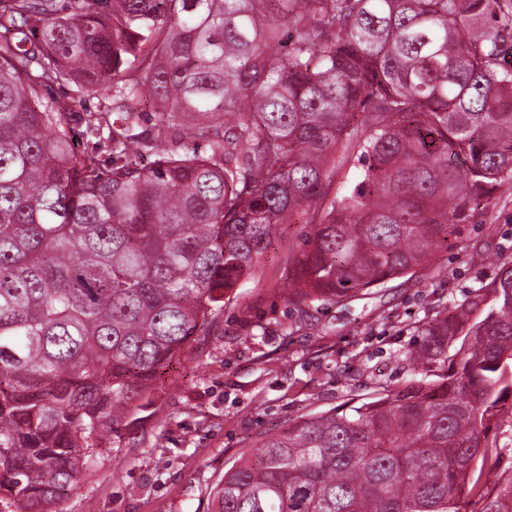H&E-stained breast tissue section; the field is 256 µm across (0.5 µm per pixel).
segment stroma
Segmentation results:
<instances>
[{"label": "stroma", "mask_w": 512, "mask_h": 512, "mask_svg": "<svg viewBox=\"0 0 512 512\" xmlns=\"http://www.w3.org/2000/svg\"><path fill=\"white\" fill-rule=\"evenodd\" d=\"M309 228L289 225L254 280L238 286L218 318L165 375V388L121 446L101 451L66 501L67 512H211L210 491L261 434L350 400L415 379L406 351L417 329L444 307L488 284L499 258H512V194L493 200L462 227L489 251L475 266L456 249L429 254L425 275L397 279L341 303L288 305L281 271ZM497 442L483 460L484 498L512 485V413L496 419Z\"/></svg>", "instance_id": "obj_1"}]
</instances>
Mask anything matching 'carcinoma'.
<instances>
[{"label":"carcinoma","mask_w":512,"mask_h":512,"mask_svg":"<svg viewBox=\"0 0 512 512\" xmlns=\"http://www.w3.org/2000/svg\"><path fill=\"white\" fill-rule=\"evenodd\" d=\"M73 97L95 95L74 148ZM153 107L142 125L145 102ZM360 179L332 199L349 156ZM512 192V0H0V512H64L300 220L288 304L411 277ZM422 378L265 433L213 512H461L512 400V260ZM485 512H512V486Z\"/></svg>","instance_id":"carcinoma-1"}]
</instances>
